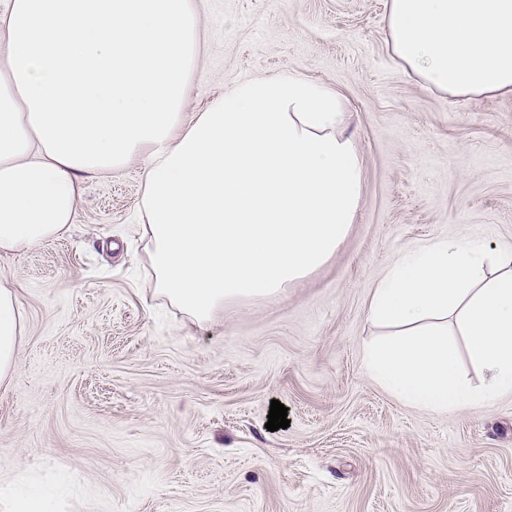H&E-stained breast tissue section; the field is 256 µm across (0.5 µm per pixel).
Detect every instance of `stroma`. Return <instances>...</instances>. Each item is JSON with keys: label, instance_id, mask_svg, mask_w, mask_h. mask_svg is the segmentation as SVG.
<instances>
[{"label": "stroma", "instance_id": "1", "mask_svg": "<svg viewBox=\"0 0 512 512\" xmlns=\"http://www.w3.org/2000/svg\"><path fill=\"white\" fill-rule=\"evenodd\" d=\"M185 119L225 87L294 73L340 96L361 200L336 252L278 297L201 327L155 292L143 165L81 185L70 230L0 256L18 365L0 382V483L53 512H512V394L435 413L368 375V301L432 241L512 246V96L453 97L406 73L388 0H193ZM288 428L268 431L271 400Z\"/></svg>", "mask_w": 512, "mask_h": 512}]
</instances>
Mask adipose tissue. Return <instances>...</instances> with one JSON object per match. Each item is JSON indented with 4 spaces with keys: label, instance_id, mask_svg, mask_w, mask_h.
<instances>
[{
    "label": "adipose tissue",
    "instance_id": "obj_1",
    "mask_svg": "<svg viewBox=\"0 0 512 512\" xmlns=\"http://www.w3.org/2000/svg\"><path fill=\"white\" fill-rule=\"evenodd\" d=\"M389 47L452 96L512 95V0H389ZM0 254L68 230L81 183L142 160L157 291L195 323L269 298L335 252L362 167L336 92L298 75L245 81L193 121L192 0H10L0 13ZM369 314L392 327L371 379L445 412L512 392V249L468 239L406 250ZM18 299L0 282V380L17 366ZM482 373L459 375V357Z\"/></svg>",
    "mask_w": 512,
    "mask_h": 512
}]
</instances>
